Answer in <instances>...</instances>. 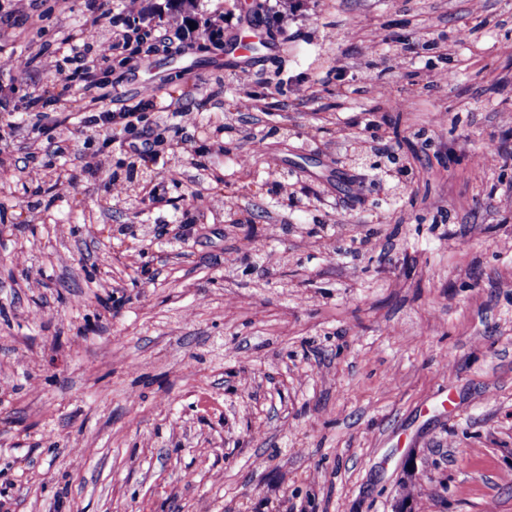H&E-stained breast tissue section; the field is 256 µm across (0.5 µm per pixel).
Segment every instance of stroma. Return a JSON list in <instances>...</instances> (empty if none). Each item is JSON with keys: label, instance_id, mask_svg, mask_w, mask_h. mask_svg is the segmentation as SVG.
<instances>
[{"label": "stroma", "instance_id": "stroma-1", "mask_svg": "<svg viewBox=\"0 0 512 512\" xmlns=\"http://www.w3.org/2000/svg\"><path fill=\"white\" fill-rule=\"evenodd\" d=\"M185 11L230 22L203 43L166 0H35L0 36V86L61 120L0 152V512H512V0ZM93 14L166 38L98 76L113 112L154 87L140 123L75 124L81 83L8 65ZM146 138L160 163L126 152ZM356 143L399 150L404 180L347 167ZM248 237L277 263L240 266Z\"/></svg>", "mask_w": 512, "mask_h": 512}]
</instances>
